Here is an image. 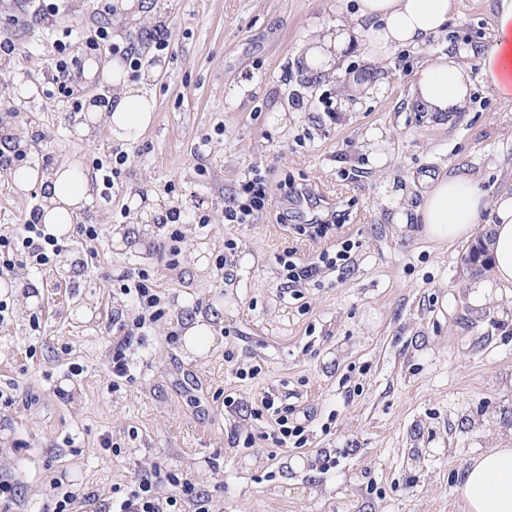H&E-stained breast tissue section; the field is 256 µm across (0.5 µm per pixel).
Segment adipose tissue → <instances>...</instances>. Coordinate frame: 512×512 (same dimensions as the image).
Listing matches in <instances>:
<instances>
[{"label": "adipose tissue", "mask_w": 512, "mask_h": 512, "mask_svg": "<svg viewBox=\"0 0 512 512\" xmlns=\"http://www.w3.org/2000/svg\"><path fill=\"white\" fill-rule=\"evenodd\" d=\"M456 10L455 0H358L355 24L321 22L300 51L308 74L345 77V97L372 96L386 86L379 67L396 48H424L443 34ZM361 50L367 63L364 78L344 76L340 62ZM107 77L112 85L108 130L111 139L134 143L154 121L153 96L127 78L114 63ZM482 78L501 95L512 93V0H496L487 45L470 58L446 52L414 71L410 100L416 109L445 119L466 112L475 78ZM14 187L39 185L45 190L39 221L56 237L68 236L92 197L89 177L67 164L8 171ZM416 223L428 240L445 242L470 237L482 216L489 214L494 237L492 277L512 283V195L488 196L479 182L464 172L436 176L414 209ZM459 490L469 512H512V448H492L474 458L461 476Z\"/></svg>", "instance_id": "obj_1"}]
</instances>
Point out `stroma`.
Masks as SVG:
<instances>
[{"label": "stroma", "instance_id": "obj_1", "mask_svg": "<svg viewBox=\"0 0 512 512\" xmlns=\"http://www.w3.org/2000/svg\"><path fill=\"white\" fill-rule=\"evenodd\" d=\"M154 12L119 11L116 0H68L51 21L0 0V41L19 52L0 69V132L28 137L27 164L75 163L95 171L125 151L109 200L90 221L131 226L134 196L151 193L188 217L177 268L140 241L103 240L77 283L59 277L82 254L63 239L30 281L37 306L0 324V474L17 485L10 512H44L54 482L101 498L126 489L152 464L189 479L218 512H467L459 477L476 456L512 448V284L484 276L485 302L459 257L467 240L429 241L390 205L418 203L425 180L455 168L489 195L512 194V98L476 83L463 120L439 121L412 106L411 75L436 56L400 48L385 63L386 89L341 105L337 82L299 68L313 26L347 20L356 0H148ZM450 40L487 35L488 0H456ZM136 43L132 81L156 100L135 143L71 134L70 103L50 95L58 59L84 65L85 97L98 96L112 61L95 39ZM167 30L168 54L144 35ZM247 84L228 102L224 90ZM271 170L272 200L252 224H228L224 204L251 167ZM41 203L0 177V235ZM208 216L205 225L197 216ZM306 224H326L311 238ZM232 265L219 267L225 241ZM350 241L344 271L294 290L285 254L311 260ZM148 271L163 289L165 317L126 351L129 379L108 371L118 339L112 319L128 298L121 274ZM200 307L217 317L200 356L180 335ZM260 365L253 380L239 367ZM293 408L310 428L303 448L275 444L254 419L262 394ZM111 434L113 448L100 438Z\"/></svg>", "mask_w": 512, "mask_h": 512}]
</instances>
